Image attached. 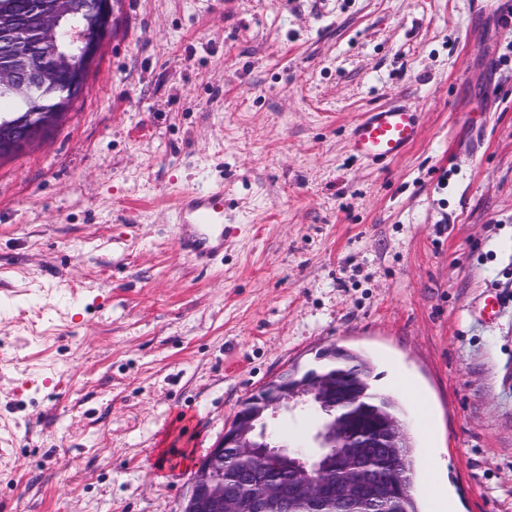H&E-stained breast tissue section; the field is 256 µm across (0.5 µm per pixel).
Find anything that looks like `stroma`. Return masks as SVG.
<instances>
[{
  "label": "stroma",
  "instance_id": "stroma-1",
  "mask_svg": "<svg viewBox=\"0 0 512 512\" xmlns=\"http://www.w3.org/2000/svg\"><path fill=\"white\" fill-rule=\"evenodd\" d=\"M395 101L419 138L367 165L350 128ZM216 185L201 270L171 210ZM334 345L424 396L420 512L434 454L454 512H512V0H122L85 94L0 161V512H183L240 403Z\"/></svg>",
  "mask_w": 512,
  "mask_h": 512
}]
</instances>
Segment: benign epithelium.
Wrapping results in <instances>:
<instances>
[{"label": "benign epithelium", "instance_id": "1", "mask_svg": "<svg viewBox=\"0 0 512 512\" xmlns=\"http://www.w3.org/2000/svg\"><path fill=\"white\" fill-rule=\"evenodd\" d=\"M31 7L40 13L39 33L60 34L65 51L56 53L49 66L32 64L21 69L17 64L20 58L41 53L40 38L25 29L0 30V96H29L63 74L74 80L77 94H83L84 64L98 56L112 27V0H89L80 9L60 13L40 10L39 0ZM311 401L339 414L314 433V452L269 440L268 418ZM354 405L353 396L341 394L329 379L312 382L286 373L269 381L241 403L224 434L195 470L184 512H241L240 496L224 483L231 452L257 460L264 469L289 472L287 483L270 479L260 483L252 497L254 512H267L287 496L303 505L304 512H378L386 495L376 466L395 456L400 447V424L383 415L363 427Z\"/></svg>", "mask_w": 512, "mask_h": 512}]
</instances>
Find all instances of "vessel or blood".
I'll list each match as a JSON object with an SVG mask.
<instances>
[{"instance_id":"1","label":"vessel or blood","mask_w":512,"mask_h":512,"mask_svg":"<svg viewBox=\"0 0 512 512\" xmlns=\"http://www.w3.org/2000/svg\"><path fill=\"white\" fill-rule=\"evenodd\" d=\"M420 114L404 103L387 104L364 114L349 132V148L361 161L380 166L402 156L420 131ZM181 227L178 245L198 266H210L224 250V190H191L174 207Z\"/></svg>"}]
</instances>
